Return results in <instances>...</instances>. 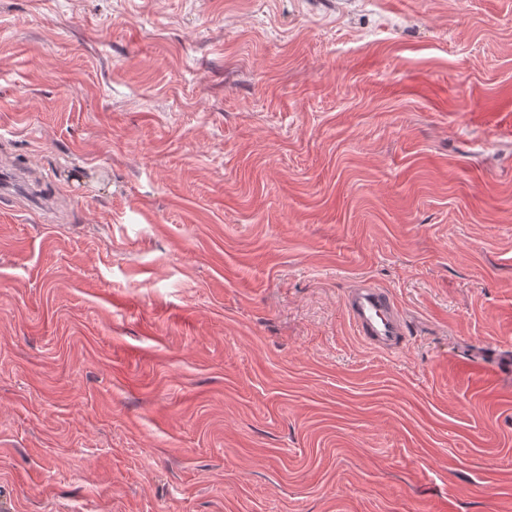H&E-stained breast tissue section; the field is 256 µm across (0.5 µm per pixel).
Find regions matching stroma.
I'll list each match as a JSON object with an SVG mask.
<instances>
[{
    "label": "stroma",
    "instance_id": "obj_1",
    "mask_svg": "<svg viewBox=\"0 0 512 512\" xmlns=\"http://www.w3.org/2000/svg\"><path fill=\"white\" fill-rule=\"evenodd\" d=\"M509 346L512 0H0V512H512ZM344 307L357 336L370 348L394 352L405 343L406 316L387 289L360 279L346 291Z\"/></svg>",
    "mask_w": 512,
    "mask_h": 512
}]
</instances>
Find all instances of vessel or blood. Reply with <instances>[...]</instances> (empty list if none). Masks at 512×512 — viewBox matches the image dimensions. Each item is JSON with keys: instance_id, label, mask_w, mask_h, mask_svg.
<instances>
[{"instance_id": "1", "label": "vessel or blood", "mask_w": 512, "mask_h": 512, "mask_svg": "<svg viewBox=\"0 0 512 512\" xmlns=\"http://www.w3.org/2000/svg\"><path fill=\"white\" fill-rule=\"evenodd\" d=\"M344 307L357 336L370 348L393 352L404 344L409 334L406 316L387 289L359 280L347 290Z\"/></svg>"}]
</instances>
